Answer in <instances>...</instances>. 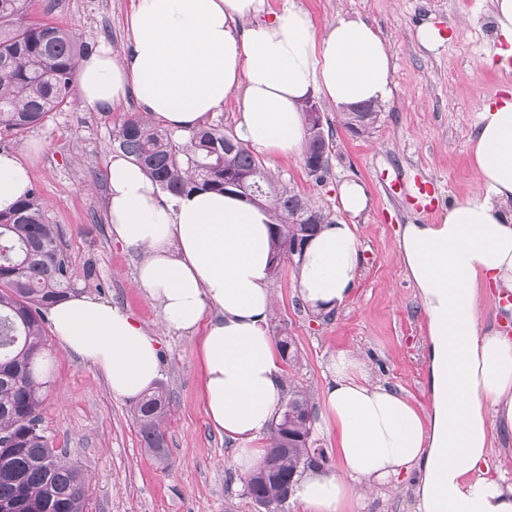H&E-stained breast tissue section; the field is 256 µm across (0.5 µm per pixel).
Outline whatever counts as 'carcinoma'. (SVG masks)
<instances>
[{
  "label": "carcinoma",
  "instance_id": "obj_1",
  "mask_svg": "<svg viewBox=\"0 0 512 512\" xmlns=\"http://www.w3.org/2000/svg\"><path fill=\"white\" fill-rule=\"evenodd\" d=\"M23 0H0V134H21L39 127L53 112L72 103L71 76L81 53L75 37L52 24H21ZM372 104L351 107L344 126L361 135L375 122ZM219 124L204 123L187 140L174 137L144 115L131 114L114 127L112 148L142 165L161 189L178 194L198 187L224 191V179L247 175L234 191L264 201L273 217L275 256L288 257L291 241L308 238L331 223L329 214L281 187L241 142ZM330 148L306 139L305 154L314 159L309 173L320 178L328 169ZM69 261L58 225L46 217L37 192L16 208L0 212V512H85V477L65 463L42 428L40 407L46 381L45 315L70 293ZM169 412L163 385L146 393L133 415L145 448L162 461L166 438L162 424ZM314 406L306 391L288 388L279 420L271 428V447L281 449L272 470L255 478L250 496L285 504L288 480L329 463L325 452L310 455Z\"/></svg>",
  "mask_w": 512,
  "mask_h": 512
}]
</instances>
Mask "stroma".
<instances>
[{
  "label": "stroma",
  "mask_w": 512,
  "mask_h": 512,
  "mask_svg": "<svg viewBox=\"0 0 512 512\" xmlns=\"http://www.w3.org/2000/svg\"><path fill=\"white\" fill-rule=\"evenodd\" d=\"M316 31L340 16H361L381 34L395 63V88L374 125L356 136L324 98L316 104L333 132L329 167L312 176L304 154L265 160L264 166L302 198L342 217L338 187L363 182L370 206L354 217L360 277L349 299L329 313L309 309L299 295L297 263L284 261L269 288L275 303L271 336H292L298 353L288 381L320 402L323 370L342 349L364 361L369 376L400 391L417 408L426 394V325L398 249L403 224L439 220L450 202L476 187L469 140L483 106L512 88V73L486 64L499 47L490 0H294ZM131 0H25V21L69 30L88 48L126 43ZM433 24L444 44L427 50L417 29ZM134 97L113 111L73 107L43 126L0 138V151L29 167L50 223L59 225L72 270V287L111 302L156 332L162 347L160 381L170 397L164 431L167 460L143 446L132 400L113 397L104 375L47 334L51 384L40 412L52 445L86 478V512H256L233 462L235 444L217 433L205 413L198 336L163 331L160 312L136 286L143 255L113 243L107 216L105 169L115 124L138 112ZM436 184L435 209L425 213L405 194H390L392 180Z\"/></svg>",
  "instance_id": "35a3bbf8"
}]
</instances>
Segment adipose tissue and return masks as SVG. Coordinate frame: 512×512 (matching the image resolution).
Returning a JSON list of instances; mask_svg holds the SVG:
<instances>
[{
	"mask_svg": "<svg viewBox=\"0 0 512 512\" xmlns=\"http://www.w3.org/2000/svg\"><path fill=\"white\" fill-rule=\"evenodd\" d=\"M264 0H133L128 46L102 43L76 65V92L97 112L134 94L144 115L188 137L238 93L235 136L258 156L298 154L302 105L319 92L339 109L392 96L395 65L377 31L340 17L316 34L291 0L263 18ZM479 189L434 224H405L398 247L427 329L430 404L370 382L347 350L329 359L319 426L336 438L337 466L303 475L292 499L304 512H365L369 490L414 480V512H512V477L495 462L494 432L512 435V337L482 328V289L512 291V91L479 112L470 141ZM112 239L145 252L136 282L165 330L199 334L205 412L235 441L247 472L277 420L282 358L268 331L273 300L271 214L244 197L198 190L170 200L136 163L107 168ZM30 188L25 165L0 152V211ZM344 218L310 239L299 265L306 304L329 311L353 293L359 243L347 216L363 212L362 183L338 189ZM65 348L105 375L113 396L140 397L159 378L155 335L128 312L76 292L51 310Z\"/></svg>",
	"mask_w": 512,
	"mask_h": 512,
	"instance_id": "obj_1",
	"label": "adipose tissue"
}]
</instances>
